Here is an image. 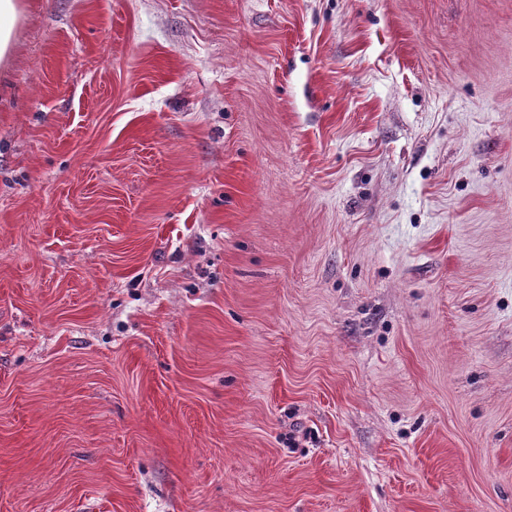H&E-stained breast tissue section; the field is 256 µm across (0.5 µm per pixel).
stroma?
I'll return each mask as SVG.
<instances>
[{
	"instance_id": "obj_1",
	"label": "stroma",
	"mask_w": 512,
	"mask_h": 512,
	"mask_svg": "<svg viewBox=\"0 0 512 512\" xmlns=\"http://www.w3.org/2000/svg\"><path fill=\"white\" fill-rule=\"evenodd\" d=\"M25 4L0 512H512V0Z\"/></svg>"
}]
</instances>
